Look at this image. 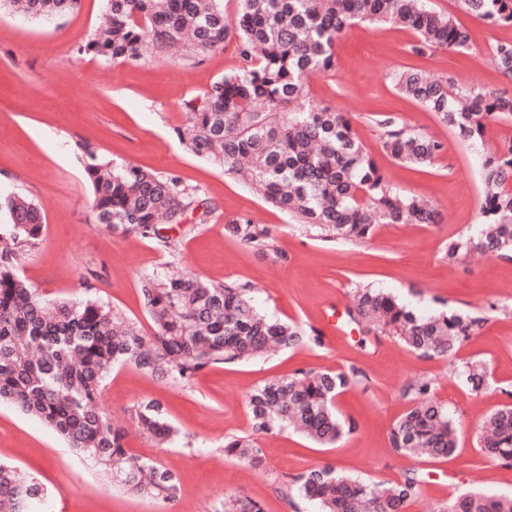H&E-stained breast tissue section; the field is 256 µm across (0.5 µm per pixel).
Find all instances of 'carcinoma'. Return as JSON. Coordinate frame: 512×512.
<instances>
[{"label": "carcinoma", "mask_w": 512, "mask_h": 512, "mask_svg": "<svg viewBox=\"0 0 512 512\" xmlns=\"http://www.w3.org/2000/svg\"><path fill=\"white\" fill-rule=\"evenodd\" d=\"M81 0H0L4 9L34 21L72 13ZM105 22L76 54L103 63L168 59L179 49L183 64L224 45L233 36L246 61L215 82L203 98L186 103L188 122L179 141L196 156L263 189L264 200L314 229L325 240H369L375 223L436 224L428 202L394 187L363 147L351 118L311 102L309 79L336 69V44L354 23L398 24L417 37L413 53L464 51L470 35L451 12L425 0H240L234 22L224 0H104ZM457 8L498 27H512V0H457ZM498 71L512 79V41L494 49ZM392 83L405 97L436 114L463 141L476 144L492 123L512 124V95L480 88L455 89L447 77L418 68L398 70ZM381 150L408 166L432 164L443 150L434 137L380 122ZM85 167L97 221L123 234H158L160 224H182L198 193L177 177L134 164L118 165L89 153ZM484 201L477 238L450 239L444 257L455 263L472 250L512 258V141L482 157ZM0 403L11 404L59 434L76 452L112 472L129 492L155 500L168 512L180 487L156 463L129 454L125 431L97 407L102 381L116 364H132L158 379L188 382L217 363L255 360L270 351L320 340L302 327L258 310L246 284H214L184 273L156 271L142 278V293L154 323L145 336L120 313L92 299L46 301L17 271L41 238L45 212L17 192H0ZM229 237L268 256L276 249L267 227L248 215L225 225ZM348 317L370 330L399 339L423 358L456 355L479 320L455 312L418 316L378 288L356 291ZM361 372L300 369L267 380L247 399L252 429H291L328 447L357 430L341 417L335 398L360 382ZM458 376L474 392L486 371L465 363ZM422 378L402 390L410 406L390 429L391 448L404 456L446 458L457 447L458 421ZM142 430L159 442L174 427L157 401L139 405ZM480 447L512 463V403L484 421ZM225 457L254 468L264 465L254 439L224 440ZM297 494L320 512H406L419 495L422 477L405 472L396 483H370L332 466L312 468L294 479ZM47 492L17 469L0 464V512H35ZM224 512H265L252 499L226 497ZM439 512H512V495L462 492Z\"/></svg>", "instance_id": "obj_1"}]
</instances>
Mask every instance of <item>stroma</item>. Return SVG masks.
Listing matches in <instances>:
<instances>
[{
	"label": "stroma",
	"instance_id": "stroma-1",
	"mask_svg": "<svg viewBox=\"0 0 512 512\" xmlns=\"http://www.w3.org/2000/svg\"><path fill=\"white\" fill-rule=\"evenodd\" d=\"M456 11L471 37L469 50L415 55V34L396 25L358 23L342 38L334 73L312 81L314 102L350 116L353 128L385 177L409 194L432 200L436 224H382L363 243L326 241L266 204L260 193L179 142L186 103L201 97L224 75L243 68L235 41L192 66L168 60L103 63L77 55L98 25L103 0H81L73 14L50 23L0 12V189L33 198L45 209L41 239L19 267L20 276L47 300L91 298L110 306L143 334L154 331L141 293L143 276L177 263L212 283L253 285L266 314L315 329L308 343L269 357L214 364L190 383L157 379L132 365L105 378L99 407L127 429L131 454L176 473L175 512H219L225 496L259 501L265 512H316L315 504L287 493L286 484L306 470L332 465L370 482H394L406 471L423 477L409 512H437L467 489L512 494V466L485 455L478 443L483 419L512 400V260L486 253L448 263L449 238L480 230L483 152L512 139V125L487 127L479 144L462 142L434 113L400 95L390 76L412 66L446 76L459 87L512 94L492 59L497 43L512 41V28H496L457 12L456 0H428ZM391 118L443 144L426 167L403 166L384 154L378 121ZM179 177L199 188L203 210L185 223L168 224L161 238L124 235L97 223L89 201L87 151ZM251 215L269 228L278 259L258 255L229 238L225 224ZM359 286L383 288L419 314L457 311L479 320L454 359H424L399 340L368 333L349 321ZM486 369L488 388L476 393L456 371L464 363ZM356 367L366 383L336 398L355 433L335 447L318 448L301 435H255L266 466L258 470L226 458L224 441L247 436L252 425L248 394L265 380L299 369L345 371ZM431 377L435 395L459 421L458 447L443 459L397 454L391 426L409 406L407 383ZM159 401L177 434L158 444L138 431L135 411ZM0 461L41 483L49 512H161L158 504L113 483L112 475L76 454L64 440L17 408L0 404Z\"/></svg>",
	"mask_w": 512,
	"mask_h": 512
}]
</instances>
